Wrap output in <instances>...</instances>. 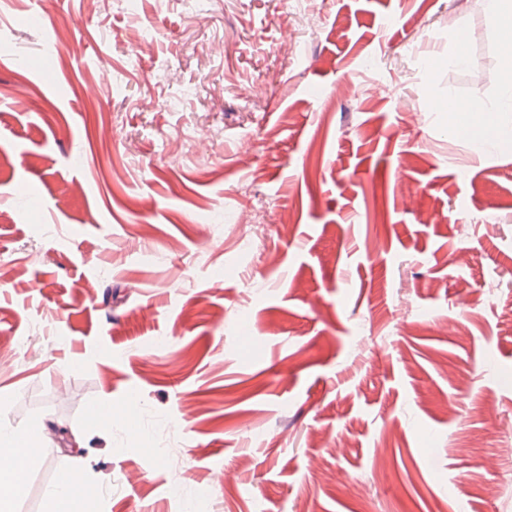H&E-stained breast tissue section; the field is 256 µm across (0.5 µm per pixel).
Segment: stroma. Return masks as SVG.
Returning a JSON list of instances; mask_svg holds the SVG:
<instances>
[{
	"mask_svg": "<svg viewBox=\"0 0 512 512\" xmlns=\"http://www.w3.org/2000/svg\"><path fill=\"white\" fill-rule=\"evenodd\" d=\"M502 79L482 0H0L14 512H512ZM45 429L41 424L26 431H19L0 424V457L8 456L14 461L12 469H0V511H12V503L25 494L26 482L21 481L17 474L26 473L29 469L39 447H42ZM20 448L23 449L22 453L19 452ZM63 480L75 483L74 479L62 477ZM67 482H56L46 491L52 509L48 512H83L84 506L74 497V488Z\"/></svg>",
	"mask_w": 512,
	"mask_h": 512,
	"instance_id": "1",
	"label": "stroma"
}]
</instances>
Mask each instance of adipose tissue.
<instances>
[{
  "label": "adipose tissue",
  "mask_w": 512,
  "mask_h": 512,
  "mask_svg": "<svg viewBox=\"0 0 512 512\" xmlns=\"http://www.w3.org/2000/svg\"><path fill=\"white\" fill-rule=\"evenodd\" d=\"M483 9L497 34L504 81L496 104L464 122L462 128L483 152L493 154L512 147V0H483ZM44 431L41 425L20 431L0 424V457L14 461L13 469H0V512H11L12 503L24 495L26 484L19 475L37 455Z\"/></svg>",
  "instance_id": "adipose-tissue-1"
}]
</instances>
